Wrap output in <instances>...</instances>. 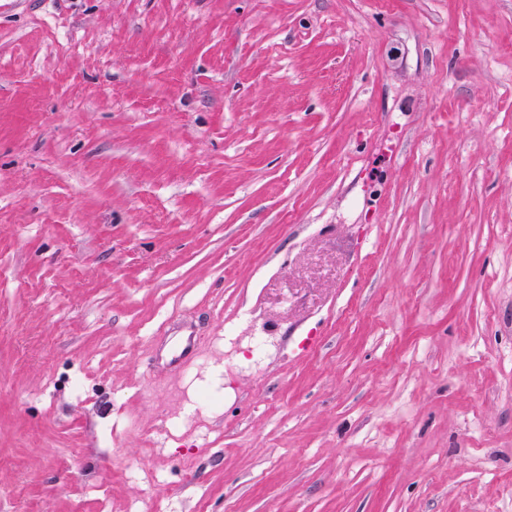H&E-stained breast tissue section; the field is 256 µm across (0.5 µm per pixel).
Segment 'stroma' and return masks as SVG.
Segmentation results:
<instances>
[{"label":"stroma","instance_id":"obj_1","mask_svg":"<svg viewBox=\"0 0 512 512\" xmlns=\"http://www.w3.org/2000/svg\"><path fill=\"white\" fill-rule=\"evenodd\" d=\"M159 499L512 512V0H0V512Z\"/></svg>","mask_w":512,"mask_h":512}]
</instances>
